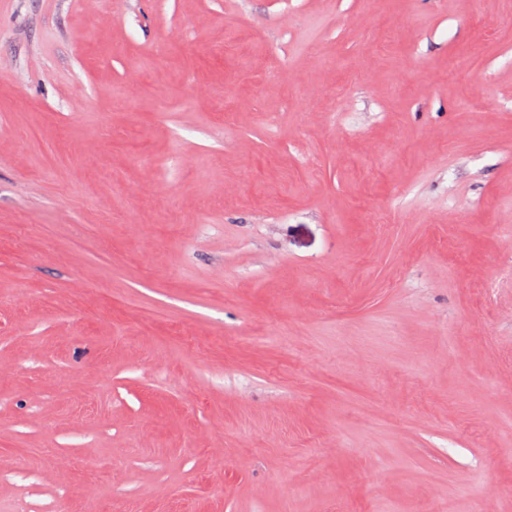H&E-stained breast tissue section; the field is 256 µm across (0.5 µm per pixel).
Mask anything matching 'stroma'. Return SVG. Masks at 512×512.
<instances>
[{
	"label": "stroma",
	"instance_id": "35a3bbf8",
	"mask_svg": "<svg viewBox=\"0 0 512 512\" xmlns=\"http://www.w3.org/2000/svg\"><path fill=\"white\" fill-rule=\"evenodd\" d=\"M512 512V0H0V512Z\"/></svg>",
	"mask_w": 512,
	"mask_h": 512
}]
</instances>
